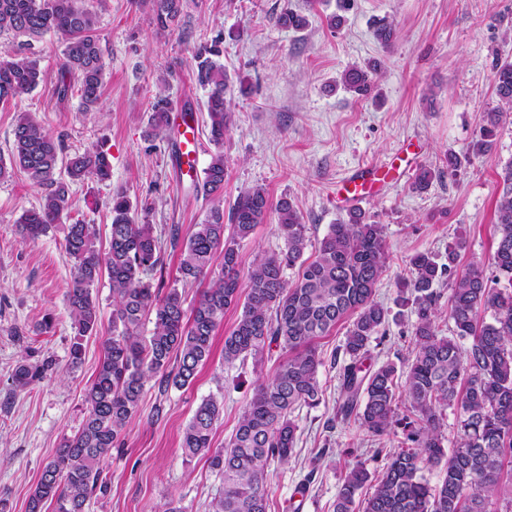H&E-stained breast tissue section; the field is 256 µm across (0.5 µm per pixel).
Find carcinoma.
Returning a JSON list of instances; mask_svg holds the SVG:
<instances>
[{"label": "carcinoma", "mask_w": 512, "mask_h": 512, "mask_svg": "<svg viewBox=\"0 0 512 512\" xmlns=\"http://www.w3.org/2000/svg\"><path fill=\"white\" fill-rule=\"evenodd\" d=\"M79 0H0V33L24 37L0 62V101L16 99L36 89L43 75L28 55L30 40L48 32L63 43L61 85L64 98L76 90L86 109L102 96L103 53L93 35L96 16L78 6ZM153 20L162 30L185 25L187 0H150ZM223 35L195 55L197 83L208 89L210 141L216 147L203 178L194 191L205 197L224 194V133L230 122L226 100L228 76L221 56ZM377 64L357 65L342 76L345 89L367 97L373 89ZM494 91L498 106L483 116L471 145V154L490 150L500 127L512 117V61H496ZM171 100L156 95L148 119V135H159L170 125ZM11 165L46 187L39 206L17 221L23 239H35L63 223L71 185L106 181L111 163L101 147L64 153L28 112H21L13 128ZM470 161L448 154V170L422 166L412 189L423 191L445 174L453 175ZM286 248L264 254L247 274L241 291L239 249L251 239L270 213ZM108 247L97 248L92 224L65 225L63 247L73 263L72 286L66 297L76 331L70 362L82 360L83 338L97 331L99 309L93 295L102 276L112 285V335L103 341V357L85 394L87 413L76 434L63 440L53 459L43 466L30 494L27 512H87L94 493L103 489V465L120 436L138 413L145 386L158 380L159 389L192 384L198 369L210 357L217 327L231 307L242 308L233 330L224 336V363L248 356L261 361L280 350L274 375L257 383L227 444L211 448V436L223 413V402L203 399L185 426L181 449L186 460L208 456L210 467L224 487L211 505L212 512H268L270 490L267 468L286 462L294 448L296 408L321 403L317 340L342 321H349L343 353L349 362L340 372L336 418L354 419L373 437L401 436L398 450L384 456L380 471L362 461L349 463L337 486L333 512H512L498 503L504 486H512V164L496 203L494 250L491 266L508 286L494 288L485 265L471 263L459 269L461 236L448 243L446 261L429 251L409 258L410 277L398 281L400 304L410 308L413 357L398 373L392 363L364 367L370 346L381 341L388 311L375 299L388 259L384 226L368 221L360 209L329 226L312 261L303 259L307 228L291 202L273 205L261 187L238 194L224 223V208L212 206L182 245L179 280L209 284L191 308L173 287L166 293L145 280L162 266L161 245L148 223L132 215L127 195L112 194ZM295 269L290 282L285 271ZM448 282V309L442 311L441 292ZM154 314L151 335L141 332L142 319ZM454 324L453 334H440L439 320ZM48 365L19 363L13 381L25 387ZM404 378L406 411L399 412L397 380ZM456 416L453 440L445 435L446 411ZM452 442V448L445 446ZM439 468V484L430 485L423 471Z\"/></svg>", "instance_id": "cac0c4a2"}]
</instances>
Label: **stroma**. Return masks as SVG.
I'll return each mask as SVG.
<instances>
[{"label": "stroma", "instance_id": "1", "mask_svg": "<svg viewBox=\"0 0 512 512\" xmlns=\"http://www.w3.org/2000/svg\"><path fill=\"white\" fill-rule=\"evenodd\" d=\"M96 12V37L104 52L103 92L96 110L84 111L78 94L58 99L63 45L55 34L33 39L31 50L45 79L33 92L0 102V161H9L17 113L29 112L66 152L102 145L112 164L110 181L73 185L66 222L94 225L106 238L112 194L126 193L134 209H147L155 234L165 242L163 267L153 284L169 289L178 276L179 250L171 232L187 239L201 223L211 200L195 195L177 179L175 132L146 134L151 105L164 93L174 107L190 106L202 144L199 168L215 147L209 141L207 89L196 81L194 53L223 35L221 61L230 78L232 122L224 135V206L240 191L264 188L271 202L290 200L317 244L340 213L336 186L353 169L396 162L403 145L418 153L413 166L447 168L449 153L465 155L485 112L496 107L495 60H512V0H353L345 12L338 0H188L183 30L158 31L148 0H82ZM305 15L301 30L278 25L284 10ZM391 23L390 44L375 36L379 21ZM377 62L378 98L346 92L340 77L351 64ZM512 163V123L503 125L492 149L463 163L456 175L412 190V176L392 175L362 203L371 221L385 228L387 270L376 293L389 310L386 337L373 347L377 362L404 368L413 344L407 334L409 311L397 304V286L408 274L407 261L418 251L445 254L455 237H465L461 263L489 261L494 242L495 204ZM44 194L25 173L0 179V512H27V501L41 468L63 438L73 436L86 413L85 390L94 378L111 336L112 288L100 280L95 293L100 323L85 337L82 362L71 367L74 332L66 302L72 263L62 246L61 228L36 240L22 239L17 220L38 206ZM275 219L258 225L240 248L241 272L261 254L284 249ZM52 314L53 328L40 322ZM240 309L230 308L215 332L209 360L195 382L159 392L150 381L138 414L121 434L104 465L106 493L89 512H164L175 502L181 512H209L222 480L205 456L185 460L182 430L203 398L215 396L224 411L212 437L220 448L230 438L257 381L270 378L275 362L252 359L224 362V337ZM347 331L339 324L320 339L322 401L293 412L297 443L288 462L268 468L270 512H290L299 486H306L300 512H332L345 460L381 469L376 448L392 451L397 438L382 440L358 430L354 422L333 420L338 397L341 350ZM53 366L42 379L16 387L20 360Z\"/></svg>", "mask_w": 512, "mask_h": 512}]
</instances>
